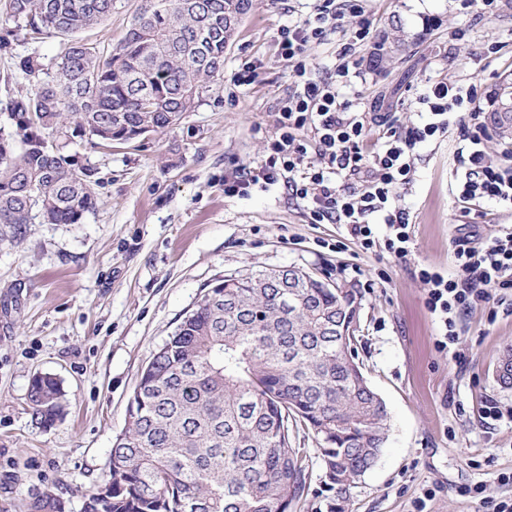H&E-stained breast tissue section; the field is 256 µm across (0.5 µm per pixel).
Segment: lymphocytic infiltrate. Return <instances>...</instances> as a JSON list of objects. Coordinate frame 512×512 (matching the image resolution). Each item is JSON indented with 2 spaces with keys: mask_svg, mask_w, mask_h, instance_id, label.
Masks as SVG:
<instances>
[{
  "mask_svg": "<svg viewBox=\"0 0 512 512\" xmlns=\"http://www.w3.org/2000/svg\"><path fill=\"white\" fill-rule=\"evenodd\" d=\"M360 0H314L303 20L278 30L282 56L293 60L297 81L277 114L279 134L267 147L258 170L225 185L228 196H247L257 184L284 183L302 201L314 224L344 226L365 253L384 250L397 259L411 256L414 243L409 211L392 200L412 180L419 149L457 128V162L464 176L451 192L462 223L486 224L491 206L512 208V147L500 160L488 152L491 135L483 114L493 107L491 93L468 85L437 81L417 97L421 121L400 130L392 115L360 112L343 94L358 76L357 46L369 39L370 23L360 17ZM342 28L346 41L333 74L312 76L304 60L308 44L330 28ZM383 129L379 146L366 138V127ZM382 234H375V227ZM455 274L431 264L415 269L425 286L424 304L436 327V344L461 359L459 321L479 303L493 301L490 315L512 312V229L502 228L491 244L474 245L470 236L454 241Z\"/></svg>",
  "mask_w": 512,
  "mask_h": 512,
  "instance_id": "lymphocytic-infiltrate-1",
  "label": "lymphocytic infiltrate"
}]
</instances>
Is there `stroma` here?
<instances>
[{
	"mask_svg": "<svg viewBox=\"0 0 512 512\" xmlns=\"http://www.w3.org/2000/svg\"><path fill=\"white\" fill-rule=\"evenodd\" d=\"M141 0H113L112 14L84 31L102 49L115 46ZM308 0H258L224 71L211 79L195 111L160 134L130 145H70L95 176L93 212L79 224H29L0 239V512H28L46 493L82 512L86 494L109 475L116 436L144 366L206 285L231 274L300 267L354 289L359 303L358 359L384 399L390 429L374 465L350 491L345 512H480L483 502L512 500V387L495 376V359L512 342V315L489 320L488 304L463 319L466 358L435 345L436 325L414 276L429 263L453 270L458 205L449 191L458 166L457 130L424 145L413 185L396 205L408 210L415 248L408 261L360 253L337 224L310 223L283 184L230 197L224 183L259 167L277 134V112L293 86L281 57L280 26L299 21ZM372 40L404 46L387 68H366L344 95L369 112H390L401 127L417 123L408 101L441 79L502 94L512 87V0L490 21L471 24L458 0H363ZM470 27L468 43L449 28ZM501 50L479 53L491 42ZM60 42L16 41L0 50V124L7 99L31 96L33 81L16 57L55 56ZM256 81L236 85L245 63ZM56 377L65 408L52 426L27 402L35 375ZM505 416L483 418L488 402ZM294 447L310 456V492L291 512H327L313 435Z\"/></svg>",
	"mask_w": 512,
	"mask_h": 512,
	"instance_id": "35a3bbf8",
	"label": "stroma"
}]
</instances>
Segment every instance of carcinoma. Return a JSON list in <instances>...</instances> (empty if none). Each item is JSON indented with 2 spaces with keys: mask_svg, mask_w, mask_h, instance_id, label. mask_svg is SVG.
<instances>
[{
  "mask_svg": "<svg viewBox=\"0 0 512 512\" xmlns=\"http://www.w3.org/2000/svg\"><path fill=\"white\" fill-rule=\"evenodd\" d=\"M240 0H143L115 47L103 53L79 33L112 15V0H0L12 41L59 38L48 65L21 56L32 96L6 103L13 132L0 131V225L79 224L95 209L94 170L67 152L77 129L91 145L130 144L180 123L205 81L224 69L240 26ZM512 141V99L493 113ZM267 271L207 285L139 383L142 413L117 435L98 512H288L308 493L307 449L290 427L314 434L328 512H344L350 489L378 459L389 430L385 401L356 361L350 288H326L311 273L288 287V271L264 287ZM495 373L512 386V345ZM33 416L52 425L62 390L51 376L29 390Z\"/></svg>",
  "mask_w": 512,
  "mask_h": 512,
  "instance_id": "1",
  "label": "carcinoma"
}]
</instances>
